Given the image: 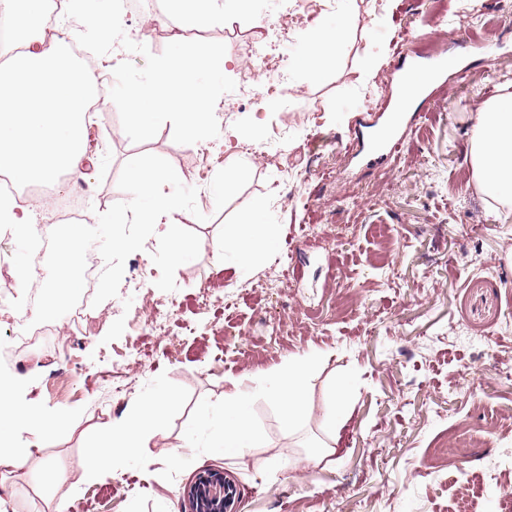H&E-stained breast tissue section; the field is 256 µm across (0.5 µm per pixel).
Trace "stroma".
Wrapping results in <instances>:
<instances>
[{
    "label": "stroma",
    "mask_w": 512,
    "mask_h": 512,
    "mask_svg": "<svg viewBox=\"0 0 512 512\" xmlns=\"http://www.w3.org/2000/svg\"><path fill=\"white\" fill-rule=\"evenodd\" d=\"M444 2L465 27L426 49L412 30L434 0H321L285 31L286 93L233 112L224 103L243 83L248 44L260 40L261 19L287 11L290 0H253L251 13L191 33L164 18L129 44L135 17L98 45L95 68L128 83L145 80L177 39L204 43L224 59L211 105L222 118L203 146L188 142L172 117L139 131L113 102L89 128L81 176L62 180L94 216L127 201L117 180L128 160H168L197 190L199 215L182 210L176 218L199 236L200 253L177 268L176 290L164 292L151 258L158 239L149 237L128 257L118 296L101 303L65 360L0 363V374L27 381L26 401L67 418L25 466H0V512H191L188 488L207 468L236 480L240 512H448L479 476L477 512H512V215H490L465 179L478 108L512 92V0ZM347 9L353 26L334 64L305 81L294 62L302 34ZM472 34L491 44V58L462 49ZM427 55L454 56L457 67L419 116H408L399 155L368 166L352 143L355 116L395 98V67ZM375 57L378 72L367 74ZM246 127L260 129L261 139L243 136ZM241 159L251 164L249 177L215 198V183ZM253 201L265 203L276 245L241 281L213 255L225 225ZM137 264L151 271L146 284L130 275ZM283 269L287 288L278 282ZM156 308L165 316L153 324ZM310 349L319 358L300 432L288 434L281 409L259 394L251 416L260 446L232 457L212 447L201 410L221 409L233 387L258 386L261 373ZM342 378L350 416L335 454L294 472L289 457L325 442ZM160 385L176 396L162 429L102 482L82 483L93 435ZM459 433L470 442L466 457L433 456ZM175 448L183 458L174 465ZM47 464L68 476L58 490L40 481Z\"/></svg>",
    "instance_id": "obj_1"
}]
</instances>
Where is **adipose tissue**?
Returning a JSON list of instances; mask_svg holds the SVG:
<instances>
[{"label": "adipose tissue", "mask_w": 512, "mask_h": 512, "mask_svg": "<svg viewBox=\"0 0 512 512\" xmlns=\"http://www.w3.org/2000/svg\"><path fill=\"white\" fill-rule=\"evenodd\" d=\"M251 0H169V13L180 27L203 28L223 22L225 6L238 13L250 10ZM48 0H0V22L7 24L9 40L0 43V175L26 186L55 183L60 174L76 175L86 154L85 142L92 103L121 100L136 129L149 130L156 120L177 108L187 141L201 142L215 130L210 102L221 84L218 58L202 45L175 42L178 65L159 59L152 74L130 86L91 74L70 57L65 36L47 35ZM68 19L93 28L98 40L113 35V0H66ZM350 15L336 23L315 25L304 34L303 74L320 79L336 58V48L349 36ZM467 177L477 190L512 210V96L491 99L475 114L474 135L468 153ZM262 202H252L239 223L224 227V245L217 263L233 261L238 276H246L254 258L270 250L274 238L264 222ZM317 355L289 356L269 372L266 397L282 409V426L295 431L306 413V386ZM19 383L0 375V465L17 468L30 455L18 444L16 432L24 428L41 436L60 428L63 418L44 419L40 408L20 404ZM254 393L240 388L224 396L218 447L235 455L256 447L261 435L253 427L249 407ZM173 397L158 387L145 404L113 423L111 432L98 439L96 457L83 479L96 483L117 458H132L160 431L162 416Z\"/></svg>", "instance_id": "ef3b65f1"}]
</instances>
